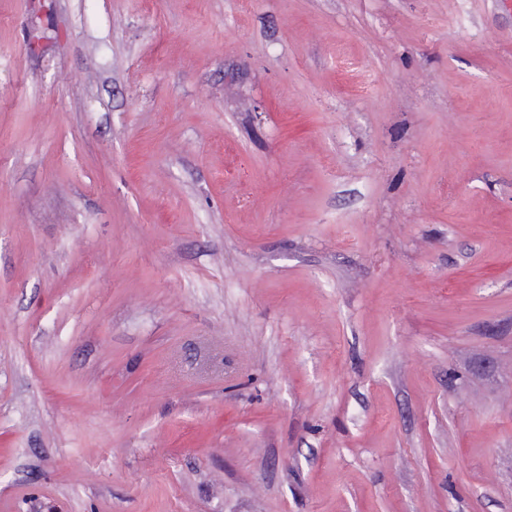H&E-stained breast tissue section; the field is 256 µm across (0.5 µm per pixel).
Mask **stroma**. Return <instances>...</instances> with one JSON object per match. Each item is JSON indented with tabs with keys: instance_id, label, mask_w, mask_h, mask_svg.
Instances as JSON below:
<instances>
[{
	"instance_id": "1",
	"label": "stroma",
	"mask_w": 512,
	"mask_h": 512,
	"mask_svg": "<svg viewBox=\"0 0 512 512\" xmlns=\"http://www.w3.org/2000/svg\"><path fill=\"white\" fill-rule=\"evenodd\" d=\"M0 512H512V0H0Z\"/></svg>"
}]
</instances>
